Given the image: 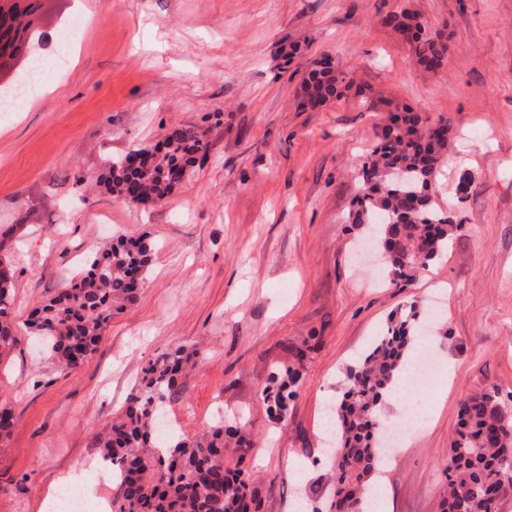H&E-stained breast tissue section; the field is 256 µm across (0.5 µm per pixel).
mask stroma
I'll use <instances>...</instances> for the list:
<instances>
[{
	"label": "stroma",
	"instance_id": "stroma-1",
	"mask_svg": "<svg viewBox=\"0 0 512 512\" xmlns=\"http://www.w3.org/2000/svg\"><path fill=\"white\" fill-rule=\"evenodd\" d=\"M88 23L63 78L0 122V259L13 267L15 342L0 353V404L18 421L0 447V512H45L51 479L99 461L92 437L120 412L149 361L198 350L185 435L216 410L246 420L244 467L259 512H296L297 488L330 463L319 431L345 372L393 311H433L425 346L439 383L385 402L396 422L418 406L380 480L384 512H437L460 402L490 384L512 391V0H83ZM411 8L443 34L434 71L381 16ZM350 82L326 106L299 108L315 61ZM446 119L435 202L464 222L406 287L355 250L354 176L393 113ZM197 126L208 153L167 197L139 205L96 182L107 159ZM470 185L457 196L460 177ZM155 254L140 302L113 314L96 353L59 370L33 342L32 312L118 235ZM306 380L288 420L261 391L289 345L309 334Z\"/></svg>",
	"mask_w": 512,
	"mask_h": 512
}]
</instances>
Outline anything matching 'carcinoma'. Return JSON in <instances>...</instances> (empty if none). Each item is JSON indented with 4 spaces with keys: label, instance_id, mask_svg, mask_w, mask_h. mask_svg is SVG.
I'll return each instance as SVG.
<instances>
[{
    "label": "carcinoma",
    "instance_id": "obj_1",
    "mask_svg": "<svg viewBox=\"0 0 512 512\" xmlns=\"http://www.w3.org/2000/svg\"><path fill=\"white\" fill-rule=\"evenodd\" d=\"M381 24L397 31L412 46L416 63L437 67L447 44L426 33L425 22L410 10L389 12ZM346 73L330 63L309 71L300 89V105L315 109L336 96ZM430 119L408 110L390 118L367 152L358 173L361 194L355 197L354 224H365L382 240L391 281L407 284L448 248L462 228L452 212L437 210L432 183L441 157L448 150V125L426 135ZM208 144L193 126L168 130L162 146L138 148L149 161L123 166L116 161L97 179L121 198L134 186L161 199L189 175ZM153 255L146 237H117L94 253L83 272L59 289L32 314L35 336L58 366L70 370L84 364L102 342L104 325L116 311L136 305ZM12 281L0 279V350L11 347L9 319ZM416 306L390 320L365 354L351 367L334 408L336 442L328 451L329 483L312 492V512H367L365 488L380 459L377 448L379 407L394 381L412 358L419 334ZM317 336L295 347L296 361L269 373L261 398L277 424L288 420L290 402L305 380L303 361ZM191 356L176 348L148 363L139 392L124 414L93 436L101 459L121 471L114 484L112 512H257L260 499L252 477L242 468L251 451L246 425L218 422L187 437L166 433V405L180 400L181 379ZM17 423L12 409L0 405V446ZM512 457V410L494 385L461 401L458 428L443 465L446 493L440 512H499L501 500L512 493L505 475Z\"/></svg>",
    "mask_w": 512,
    "mask_h": 512
}]
</instances>
